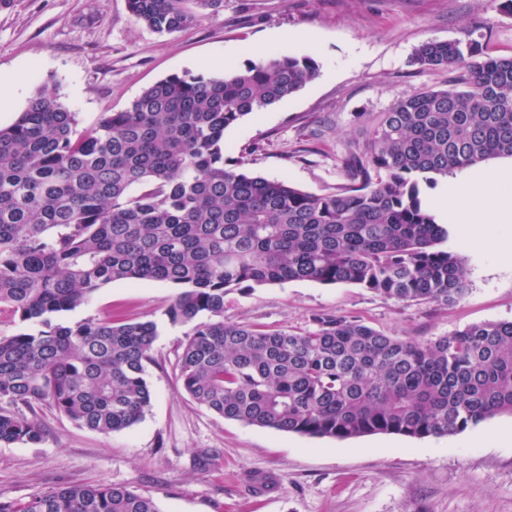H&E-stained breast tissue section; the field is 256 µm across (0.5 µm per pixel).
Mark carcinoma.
I'll return each instance as SVG.
<instances>
[{
  "mask_svg": "<svg viewBox=\"0 0 512 512\" xmlns=\"http://www.w3.org/2000/svg\"><path fill=\"white\" fill-rule=\"evenodd\" d=\"M222 0H127L157 33L185 29ZM412 62L456 72L452 87L406 94L371 119L353 157L360 181L315 195L224 161V131L295 94L310 57L265 55L221 76L170 75L82 127L43 84L0 128V304L25 323L0 336V400L44 403L108 435L145 417L150 319L65 316L114 281L179 289L166 310L193 324L178 379L197 405L247 426L343 441L388 433L448 437L512 414V321L427 342L322 313L301 333L224 321V294L285 281L353 284L396 302L457 303L462 256L419 182L512 158V56L477 40L428 41ZM202 315L207 320L198 321ZM45 430L0 408V444ZM0 512H161L128 486L67 485Z\"/></svg>",
  "mask_w": 512,
  "mask_h": 512,
  "instance_id": "carcinoma-1",
  "label": "carcinoma"
}]
</instances>
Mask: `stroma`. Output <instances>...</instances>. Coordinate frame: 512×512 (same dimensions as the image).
I'll use <instances>...</instances> for the list:
<instances>
[{
	"mask_svg": "<svg viewBox=\"0 0 512 512\" xmlns=\"http://www.w3.org/2000/svg\"><path fill=\"white\" fill-rule=\"evenodd\" d=\"M479 41L512 55V0H222L184 30L159 34L126 0H0V71L22 86L0 102L12 124L42 84L60 89L82 125L119 112L174 73L235 67L259 51L308 56L316 76L294 95L251 113L224 133L227 164L311 194L336 193L344 158L365 143L362 114L405 94L447 88L448 73L413 64L428 40ZM450 251L466 260L468 290L454 305L399 303L351 284L289 281L224 296V319L303 332L318 313L356 316L384 334L427 341L467 325L512 320V228L490 226L469 249L475 223L447 200ZM177 290L116 281L67 316L113 315L158 326L147 366L152 405L132 428L104 435L46 405L32 413L38 444L0 445V498L24 502L63 484L128 485L161 512H512V415L453 436L372 434L348 441L247 426L192 402L177 378L191 328L171 324Z\"/></svg>",
	"mask_w": 512,
	"mask_h": 512,
	"instance_id": "stroma-1",
	"label": "stroma"
}]
</instances>
